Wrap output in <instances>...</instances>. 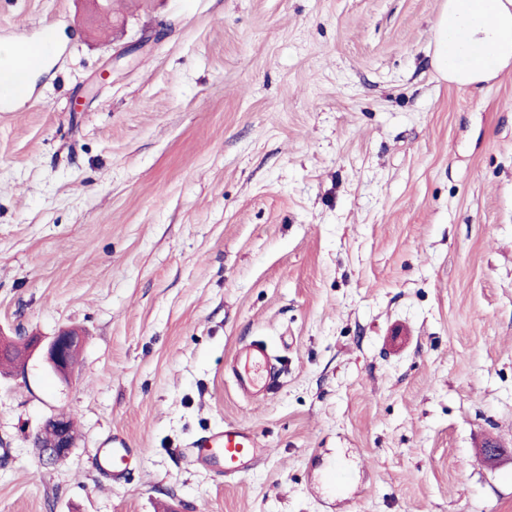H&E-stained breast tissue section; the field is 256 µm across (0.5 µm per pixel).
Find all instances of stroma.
Here are the masks:
<instances>
[{
	"instance_id": "1",
	"label": "stroma",
	"mask_w": 512,
	"mask_h": 512,
	"mask_svg": "<svg viewBox=\"0 0 512 512\" xmlns=\"http://www.w3.org/2000/svg\"><path fill=\"white\" fill-rule=\"evenodd\" d=\"M442 3L0 0L60 46L0 112V329L83 333L0 367V512H512V64L436 79ZM227 421L273 450L240 480L188 448ZM26 344L30 353L40 351L49 368L55 374L65 377L81 348L82 339L75 330L65 329L46 343L39 336H28ZM239 362L233 374L237 389L245 396L263 397L277 386L278 373L272 364L269 347L252 342L240 350ZM70 424V425H69ZM73 422L65 414L49 418L41 432L36 437L38 448H48L42 452L47 461H54L67 457L75 446ZM47 438V441L43 439ZM132 453L126 441L117 436L108 439L99 453V466L105 471L112 470V474L121 472L127 465Z\"/></svg>"
}]
</instances>
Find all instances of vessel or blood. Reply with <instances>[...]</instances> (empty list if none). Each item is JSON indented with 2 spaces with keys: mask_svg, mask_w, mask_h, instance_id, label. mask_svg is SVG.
I'll list each match as a JSON object with an SVG mask.
<instances>
[{
  "mask_svg": "<svg viewBox=\"0 0 512 512\" xmlns=\"http://www.w3.org/2000/svg\"><path fill=\"white\" fill-rule=\"evenodd\" d=\"M238 390L245 396L259 398L275 389L278 373L272 363L269 347L260 342L245 345L233 369ZM199 454L196 461L203 468H213L224 476L242 478L268 456L254 433L237 422H228L208 432L195 442ZM132 450L119 437L108 439L99 453V466L106 471L121 472Z\"/></svg>",
  "mask_w": 512,
  "mask_h": 512,
  "instance_id": "1",
  "label": "vessel or blood"
}]
</instances>
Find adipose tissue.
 <instances>
[{"mask_svg":"<svg viewBox=\"0 0 512 512\" xmlns=\"http://www.w3.org/2000/svg\"><path fill=\"white\" fill-rule=\"evenodd\" d=\"M433 35L441 80L461 87L488 81L512 63V0H444Z\"/></svg>","mask_w":512,"mask_h":512,"instance_id":"obj_1","label":"adipose tissue"}]
</instances>
